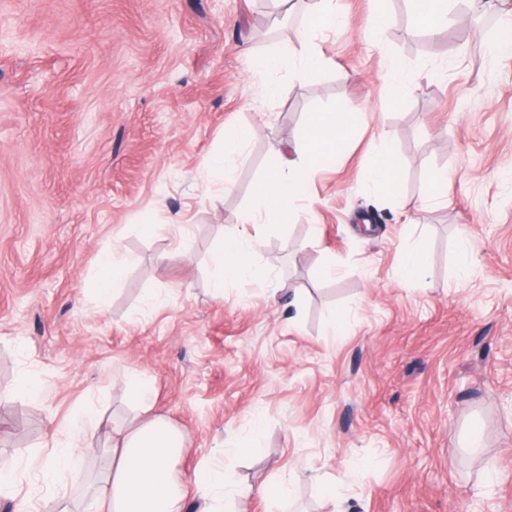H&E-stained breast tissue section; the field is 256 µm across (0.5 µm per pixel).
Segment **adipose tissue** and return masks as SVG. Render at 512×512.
Here are the masks:
<instances>
[{"label": "adipose tissue", "mask_w": 512, "mask_h": 512, "mask_svg": "<svg viewBox=\"0 0 512 512\" xmlns=\"http://www.w3.org/2000/svg\"><path fill=\"white\" fill-rule=\"evenodd\" d=\"M308 14V24L287 48L254 58V70L286 68L305 79L321 71L323 59L311 36L334 29L339 19L330 0H313ZM354 123L350 112L311 113L304 134L288 144L279 164L260 184L258 207L248 216L247 227L225 234L214 252L216 290H223L225 281L253 273L260 239L250 233V226L287 220L293 204L306 198L313 172L336 167L340 162L342 147L352 135ZM128 385L143 401L141 414L135 426L112 434V447L102 466L96 498L98 512H182L183 497L173 480V470L185 448V437L146 404L149 389L145 381L132 379Z\"/></svg>", "instance_id": "adipose-tissue-1"}]
</instances>
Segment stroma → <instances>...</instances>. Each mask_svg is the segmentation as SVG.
I'll use <instances>...</instances> for the list:
<instances>
[{
    "instance_id": "obj_1",
    "label": "stroma",
    "mask_w": 512,
    "mask_h": 512,
    "mask_svg": "<svg viewBox=\"0 0 512 512\" xmlns=\"http://www.w3.org/2000/svg\"><path fill=\"white\" fill-rule=\"evenodd\" d=\"M332 6L313 38L326 66L304 80L250 66L297 31L271 0H0V512H94L112 430L138 421L133 376L185 436L187 512L199 470L234 474L240 512H512V55L488 51L512 0L494 29L454 11L431 39L406 0ZM394 62L415 86L397 102ZM323 110L356 117L340 164L259 227L254 275L214 296L223 231ZM239 126L254 134L224 185L206 161ZM384 138L395 196L373 178ZM414 250L425 273L399 281ZM107 252L128 265L102 310ZM88 409L92 451L46 481ZM281 481L290 497L258 495Z\"/></svg>"
}]
</instances>
